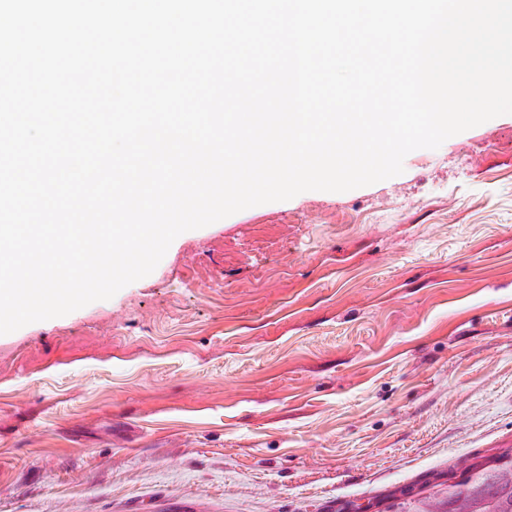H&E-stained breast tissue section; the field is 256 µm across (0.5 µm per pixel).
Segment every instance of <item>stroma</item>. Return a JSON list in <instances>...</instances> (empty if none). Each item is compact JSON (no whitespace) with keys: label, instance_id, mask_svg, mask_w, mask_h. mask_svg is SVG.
<instances>
[{"label":"stroma","instance_id":"stroma-1","mask_svg":"<svg viewBox=\"0 0 512 512\" xmlns=\"http://www.w3.org/2000/svg\"><path fill=\"white\" fill-rule=\"evenodd\" d=\"M504 448L512 114L0 335V512H378Z\"/></svg>","mask_w":512,"mask_h":512}]
</instances>
